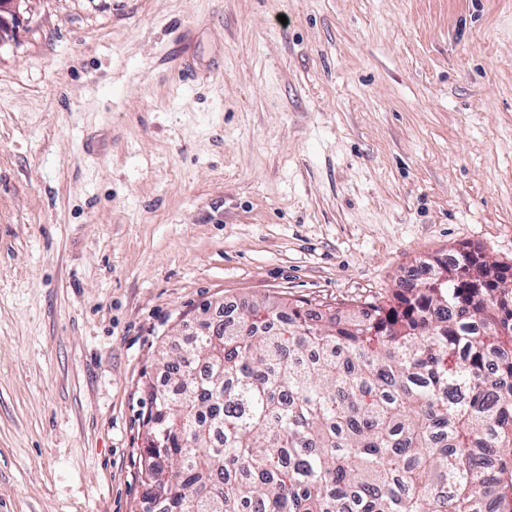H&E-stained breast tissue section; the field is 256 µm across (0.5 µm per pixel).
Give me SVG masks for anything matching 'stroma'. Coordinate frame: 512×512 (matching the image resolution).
Listing matches in <instances>:
<instances>
[{
  "instance_id": "obj_1",
  "label": "stroma",
  "mask_w": 512,
  "mask_h": 512,
  "mask_svg": "<svg viewBox=\"0 0 512 512\" xmlns=\"http://www.w3.org/2000/svg\"><path fill=\"white\" fill-rule=\"evenodd\" d=\"M460 249L512 265V0H22L0 512H152L143 385L202 309L389 296Z\"/></svg>"
}]
</instances>
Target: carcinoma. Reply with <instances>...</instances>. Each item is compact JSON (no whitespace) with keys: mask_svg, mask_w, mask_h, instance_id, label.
Segmentation results:
<instances>
[{"mask_svg":"<svg viewBox=\"0 0 512 512\" xmlns=\"http://www.w3.org/2000/svg\"><path fill=\"white\" fill-rule=\"evenodd\" d=\"M162 359L157 512H512V276L485 258L389 300L253 301Z\"/></svg>","mask_w":512,"mask_h":512,"instance_id":"1","label":"carcinoma"}]
</instances>
